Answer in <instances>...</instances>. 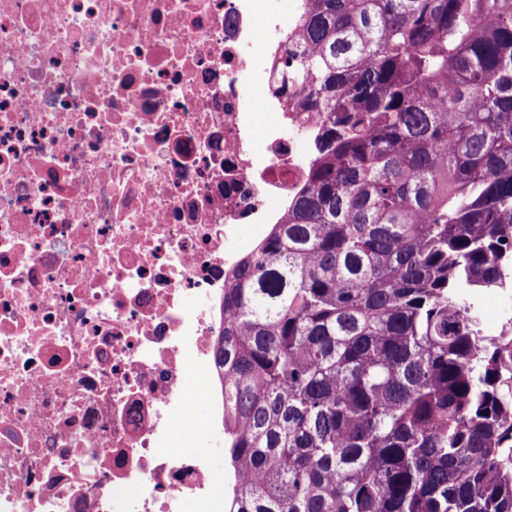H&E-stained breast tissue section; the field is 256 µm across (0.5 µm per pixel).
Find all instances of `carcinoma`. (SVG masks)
Instances as JSON below:
<instances>
[{
  "label": "carcinoma",
  "instance_id": "carcinoma-1",
  "mask_svg": "<svg viewBox=\"0 0 512 512\" xmlns=\"http://www.w3.org/2000/svg\"><path fill=\"white\" fill-rule=\"evenodd\" d=\"M308 184L224 281V512H512V0H300Z\"/></svg>",
  "mask_w": 512,
  "mask_h": 512
}]
</instances>
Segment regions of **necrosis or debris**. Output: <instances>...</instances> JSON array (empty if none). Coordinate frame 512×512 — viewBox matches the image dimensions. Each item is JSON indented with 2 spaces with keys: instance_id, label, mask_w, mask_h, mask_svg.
Masks as SVG:
<instances>
[{
  "instance_id": "4bbe7bcc",
  "label": "necrosis or debris",
  "mask_w": 512,
  "mask_h": 512,
  "mask_svg": "<svg viewBox=\"0 0 512 512\" xmlns=\"http://www.w3.org/2000/svg\"><path fill=\"white\" fill-rule=\"evenodd\" d=\"M266 0H0V512H189L224 480V280L307 181ZM271 120L263 155L247 142ZM196 404L194 417L185 425L186 431L192 436L203 437L209 431L211 423V392L209 383L200 380L194 389Z\"/></svg>"
}]
</instances>
